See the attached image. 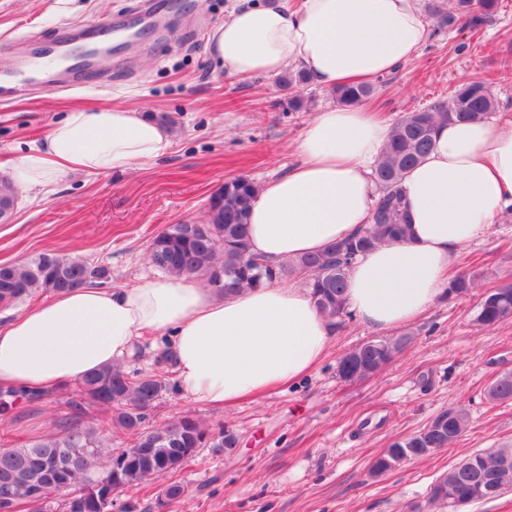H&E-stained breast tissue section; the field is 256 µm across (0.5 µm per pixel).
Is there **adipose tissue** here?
Listing matches in <instances>:
<instances>
[{"instance_id":"1","label":"adipose tissue","mask_w":512,"mask_h":512,"mask_svg":"<svg viewBox=\"0 0 512 512\" xmlns=\"http://www.w3.org/2000/svg\"><path fill=\"white\" fill-rule=\"evenodd\" d=\"M430 38L419 0H235L212 28L208 49L229 75L301 71L330 91L394 70ZM390 133L389 123L362 106L318 112L293 142L287 173L257 185L251 251L281 263L369 224L372 172ZM168 144L167 129L141 113L76 108L28 147L9 180L47 195L64 173L132 171ZM402 189L407 239L359 255L347 281L349 311L376 331L401 327L444 297L451 260L512 208V116L441 124ZM146 335L169 359L184 396L231 407L310 373L334 332L294 283L228 296L169 276L77 288L23 314H0V391L21 398L80 382L129 359Z\"/></svg>"}]
</instances>
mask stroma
<instances>
[{
	"label": "stroma",
	"mask_w": 512,
	"mask_h": 512,
	"mask_svg": "<svg viewBox=\"0 0 512 512\" xmlns=\"http://www.w3.org/2000/svg\"><path fill=\"white\" fill-rule=\"evenodd\" d=\"M141 2L0 0V68L16 67L28 49L68 33L96 32L107 41L130 26L143 32L104 71L87 73L103 88L73 94L33 83L26 98L0 97V176L77 107L120 106L174 120L169 147L138 170L69 174L45 200L19 198L10 222L0 223V264L56 253L107 268L103 288L158 277L147 259L158 232L202 221L225 180L261 182L285 173L294 161L290 143L316 112L335 105L331 92L309 85L304 109L292 112L276 77L225 73L210 57L207 38L229 0H152L174 21L169 33L146 28ZM477 76L489 82L499 111L512 113V0H500L479 33L459 22L434 30L417 57L374 82L366 104L393 122L446 102L454 87ZM466 268L483 272L481 289L437 301L398 328L410 344L361 380L336 375L339 357L374 336L353 319L336 330L309 378L230 409L181 395L171 366L142 352L135 368L168 385L150 424L189 415L239 436L234 453L199 449L175 473L185 492L167 512H429L436 477L474 452L512 443V402L484 399L493 379L512 371V319L491 328L473 321L483 290L512 283V213L457 256L453 271ZM453 403L470 408L466 433L428 457L368 478L374 456ZM66 418L55 393L25 400L0 414V448L32 443Z\"/></svg>",
	"instance_id": "stroma-1"
}]
</instances>
